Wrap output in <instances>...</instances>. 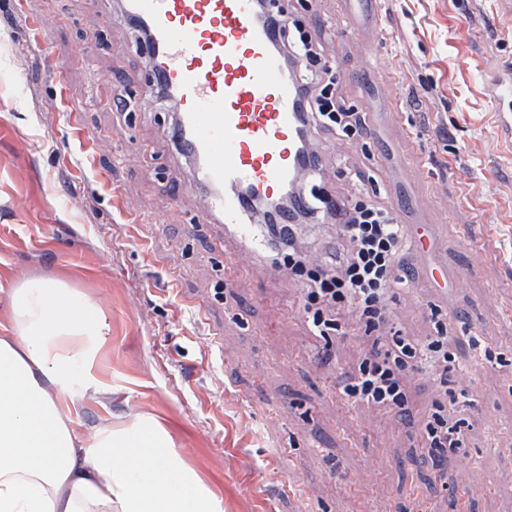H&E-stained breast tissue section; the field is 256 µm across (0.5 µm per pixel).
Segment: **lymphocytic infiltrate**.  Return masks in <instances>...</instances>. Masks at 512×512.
<instances>
[{
    "label": "lymphocytic infiltrate",
    "instance_id": "1",
    "mask_svg": "<svg viewBox=\"0 0 512 512\" xmlns=\"http://www.w3.org/2000/svg\"><path fill=\"white\" fill-rule=\"evenodd\" d=\"M268 22L279 35L278 46L288 66L299 77V110L307 127L349 139L359 135L365 115L347 107L336 71L323 59L315 36L283 12H274ZM317 212L335 219L340 240L335 260L321 264L312 263L297 245L299 220ZM267 232L280 245L275 261L301 279L305 313L316 335L341 332V314L350 309L373 337L357 370L340 389L344 401L404 411L406 373L426 364L453 362L444 337L419 343L383 336L390 327L386 295L397 282L396 269L402 262L403 226L394 214L363 195L336 204L320 192L272 219Z\"/></svg>",
    "mask_w": 512,
    "mask_h": 512
}]
</instances>
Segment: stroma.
Returning <instances> with one entry per match:
<instances>
[{"label":"stroma","mask_w":512,"mask_h":512,"mask_svg":"<svg viewBox=\"0 0 512 512\" xmlns=\"http://www.w3.org/2000/svg\"><path fill=\"white\" fill-rule=\"evenodd\" d=\"M27 8L54 15L41 35L53 59L0 0V120L15 130L0 149V327L24 278L64 279L105 311L113 391L86 404L82 433L155 419L224 512H512V147L485 83L512 65L498 0H378L354 17L367 45L343 29L339 0H289L367 115L347 151L326 136L314 181L369 194L405 225L413 275L391 289L390 321L417 341L445 328L456 359L444 385L407 374L402 417L339 397L372 342L355 314L344 338L314 336L300 283L268 250L196 223L168 102L136 106L151 77L138 34L103 22L120 0ZM439 403L462 445L434 459L423 432Z\"/></svg>","instance_id":"1"}]
</instances>
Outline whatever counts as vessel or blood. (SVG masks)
Here are the masks:
<instances>
[{"instance_id": "vessel-or-blood-1", "label": "vessel or blood", "mask_w": 512, "mask_h": 512, "mask_svg": "<svg viewBox=\"0 0 512 512\" xmlns=\"http://www.w3.org/2000/svg\"><path fill=\"white\" fill-rule=\"evenodd\" d=\"M19 29L32 33L44 16L18 8ZM133 14L151 32L153 75L174 92L185 148L198 156L206 193L196 219L251 233L247 197L286 191L304 161L317 153L297 110L298 86L276 51L277 36L254 0H133ZM494 99L508 101L499 127L512 140V71L487 75Z\"/></svg>"}]
</instances>
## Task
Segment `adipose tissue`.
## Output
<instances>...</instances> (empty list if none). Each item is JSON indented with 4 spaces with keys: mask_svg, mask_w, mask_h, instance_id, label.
I'll list each match as a JSON object with an SVG mask.
<instances>
[{
    "mask_svg": "<svg viewBox=\"0 0 512 512\" xmlns=\"http://www.w3.org/2000/svg\"><path fill=\"white\" fill-rule=\"evenodd\" d=\"M12 332L0 336V512H223L180 460L164 428L143 417L91 435L86 402L111 395L97 370L110 325L61 280L11 291Z\"/></svg>",
    "mask_w": 512,
    "mask_h": 512,
    "instance_id": "adipose-tissue-1",
    "label": "adipose tissue"
}]
</instances>
